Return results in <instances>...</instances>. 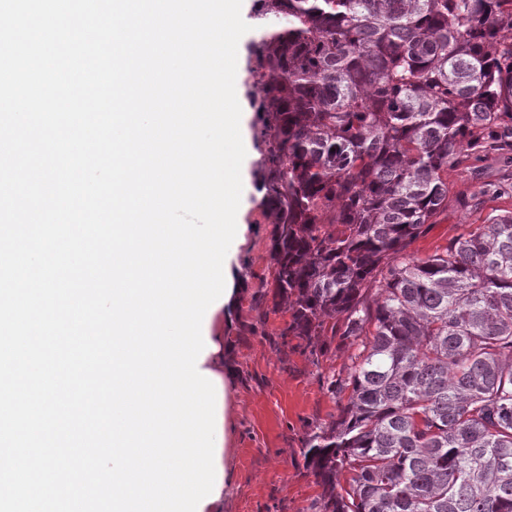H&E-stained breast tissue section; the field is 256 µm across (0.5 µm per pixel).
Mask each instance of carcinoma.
Here are the masks:
<instances>
[{
    "instance_id": "cac0c4a2",
    "label": "carcinoma",
    "mask_w": 512,
    "mask_h": 512,
    "mask_svg": "<svg viewBox=\"0 0 512 512\" xmlns=\"http://www.w3.org/2000/svg\"><path fill=\"white\" fill-rule=\"evenodd\" d=\"M276 344L350 349L310 512H512V212L425 259L448 170L512 136V0H258ZM349 474L342 485L339 475Z\"/></svg>"
}]
</instances>
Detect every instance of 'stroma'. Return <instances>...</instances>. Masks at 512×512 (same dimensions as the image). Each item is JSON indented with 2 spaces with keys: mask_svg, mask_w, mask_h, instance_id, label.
<instances>
[{
  "mask_svg": "<svg viewBox=\"0 0 512 512\" xmlns=\"http://www.w3.org/2000/svg\"><path fill=\"white\" fill-rule=\"evenodd\" d=\"M450 203L432 231L411 247L415 257L432 255L451 237L482 223L492 211H512V162L483 153L448 172ZM233 252L238 299L217 323L223 329L226 415L230 426L224 462L234 479L224 490L223 512H309L320 488L307 471L302 447L311 428L336 417V400L326 388L328 374L341 371L348 353L331 348L320 362L309 354L275 345L272 334L287 314H269L265 332L244 326L253 317L252 295L270 276L268 244L272 225L256 196H248Z\"/></svg>",
  "mask_w": 512,
  "mask_h": 512,
  "instance_id": "35a3bbf8",
  "label": "stroma"
}]
</instances>
